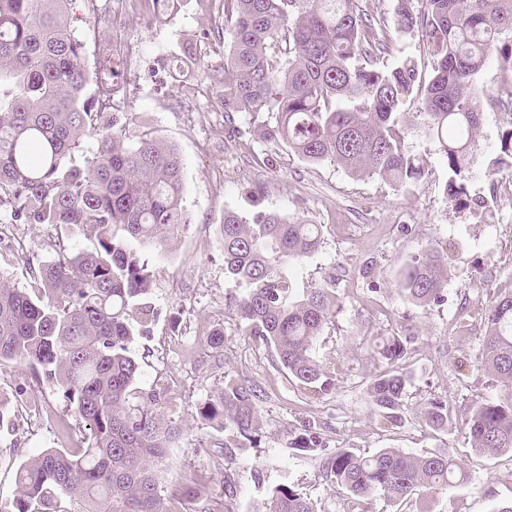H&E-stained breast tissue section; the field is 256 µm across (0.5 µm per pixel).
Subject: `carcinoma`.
Listing matches in <instances>:
<instances>
[{"label":"carcinoma","instance_id":"obj_1","mask_svg":"<svg viewBox=\"0 0 512 512\" xmlns=\"http://www.w3.org/2000/svg\"><path fill=\"white\" fill-rule=\"evenodd\" d=\"M394 14L401 29L426 38L430 76L411 59L378 67L389 51L386 25L359 0H224V83L215 104L228 118L273 113L275 121L253 133L309 165L378 176L411 193L426 161L406 148L398 109L418 97L452 172L445 191L462 197L456 177L470 165L481 119L474 77L493 51L512 55V44L501 43L512 35V0H427L420 14L410 0H396ZM110 71V58L89 68L70 0H0V208L12 224L79 228L94 239L93 248L77 252L58 240V258L30 266L28 288L0 280V362L25 363L58 387L86 432L76 453L46 448L18 465L15 495L0 500V512H234L228 475L224 497L203 504L195 480L169 487L161 478L181 427L169 418L165 386L138 385L132 345L148 329L151 272L133 243L164 247L190 217L177 149L149 131L131 132V118L111 112L107 102L118 87L106 78ZM87 135L97 145L87 147ZM220 234L225 277L245 287L230 301L239 322L298 386L329 391L333 375L313 345L331 317V289L299 292L292 272L321 248L323 225L275 212L248 223L226 211ZM396 285L416 306L442 302L448 257L426 250L398 271ZM379 355L385 368L369 394L380 422L394 425L410 384L409 352L396 336ZM479 367L501 393L472 407V447L484 456L512 451V293L489 310ZM197 414L230 431L241 452L260 430L257 391L231 379ZM422 415L435 430L448 427V403L440 399H429ZM293 445L322 456L349 512L367 497L397 502L465 478L449 450L329 452L313 431ZM265 512L323 510L286 482L272 488Z\"/></svg>","mask_w":512,"mask_h":512}]
</instances>
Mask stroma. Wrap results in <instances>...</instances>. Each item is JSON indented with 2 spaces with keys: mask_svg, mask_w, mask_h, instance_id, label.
<instances>
[{
  "mask_svg": "<svg viewBox=\"0 0 512 512\" xmlns=\"http://www.w3.org/2000/svg\"><path fill=\"white\" fill-rule=\"evenodd\" d=\"M224 0H175L153 11L150 0H72L73 17L83 19L88 64L105 55L122 63L123 99L118 111L132 116L175 147L183 160L184 204L192 222L167 247L147 249L153 271L148 303L154 317L135 352L140 383L163 381L185 431L170 448L165 481L185 483L198 476L209 496L222 493L225 476L235 484V512H262L272 487L295 485L324 506L346 512V495L326 480L321 460L292 448L295 435L310 429L327 434L331 448L368 456L383 448L426 455L453 449L466 481L447 489H420L389 502L373 497L363 512H495L512 503V453L479 456L465 420L480 398L499 395L500 385L475 370L484 319L494 300L512 292V193L496 184L512 175L493 170L501 143L512 134V62L489 55L474 79L481 125L474 159L463 174L466 199L447 197L448 165L429 136L420 100L404 106L402 129L408 150L427 162L413 195L379 177L353 175L328 163L309 165L285 146L253 135L271 114H235L226 120L213 105L224 81ZM363 10L383 18L392 50L382 60L391 67L411 59L430 70L432 58L421 32L398 28L395 0H360ZM191 52L187 74L171 60ZM252 218L259 211L322 225L320 250L294 267L298 287L328 288L335 297L330 323L314 345L317 359L334 370L336 386L316 394L289 382L273 352L231 316L229 299L240 288L224 276L219 227L225 210ZM448 256L445 301L418 307L395 286L396 275L427 249ZM48 260L56 253L40 224L0 226V275L19 288L31 275L20 252ZM466 313V338L455 332ZM223 329L224 344L212 348L210 334ZM409 338L412 383L403 421L381 426L369 385L382 362L377 344ZM256 388L262 425L246 453H230L225 435L196 416V409L226 380ZM40 400L38 414L19 413L0 430V499L14 496L20 461L45 448L79 447L84 431L66 408L61 390L38 380L28 365L0 363V401L15 404L18 393ZM447 401V430L426 426L422 410L430 398Z\"/></svg>",
  "mask_w": 512,
  "mask_h": 512,
  "instance_id": "obj_1",
  "label": "stroma"
}]
</instances>
